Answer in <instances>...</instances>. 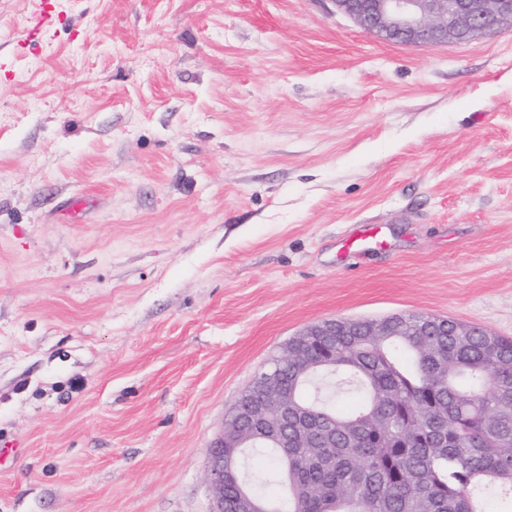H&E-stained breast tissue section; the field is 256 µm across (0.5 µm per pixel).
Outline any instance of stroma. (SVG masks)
Wrapping results in <instances>:
<instances>
[{
  "label": "stroma",
  "mask_w": 512,
  "mask_h": 512,
  "mask_svg": "<svg viewBox=\"0 0 512 512\" xmlns=\"http://www.w3.org/2000/svg\"><path fill=\"white\" fill-rule=\"evenodd\" d=\"M0 0V512H211L282 345L420 314L512 338V28L334 0ZM391 246L338 263L352 225ZM339 12L378 38L414 45L460 43L512 28V0H334Z\"/></svg>",
  "instance_id": "35a3bbf8"
}]
</instances>
